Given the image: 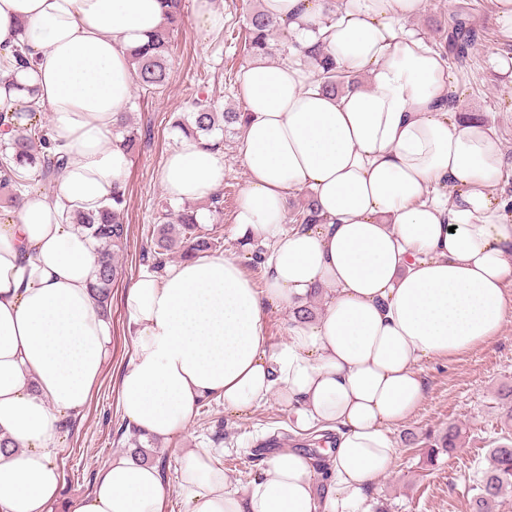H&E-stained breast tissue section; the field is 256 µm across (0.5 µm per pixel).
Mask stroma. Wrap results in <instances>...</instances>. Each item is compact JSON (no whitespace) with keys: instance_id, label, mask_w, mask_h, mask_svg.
Listing matches in <instances>:
<instances>
[{"instance_id":"stroma-1","label":"stroma","mask_w":512,"mask_h":512,"mask_svg":"<svg viewBox=\"0 0 512 512\" xmlns=\"http://www.w3.org/2000/svg\"><path fill=\"white\" fill-rule=\"evenodd\" d=\"M224 15V29L207 32L194 15V0H182L183 22L171 37L169 80L155 94L134 89L128 115L137 133L126 181L124 221L128 241L121 255L123 276L112 287V347L103 373L81 415L66 419L57 464L62 473L60 501L85 495L113 454L132 448L133 428L118 408V379L133 346L127 330L123 294L141 267L151 265L149 247L160 216L172 206L160 184V171L169 152L181 138L174 128L177 116L190 111L194 99L211 97L219 109H245L240 94L244 70L253 59L249 49L247 17L260 0H214ZM495 0H426L423 11L407 24L432 47L443 43L457 19L466 18L478 38L463 65H451L455 95L462 112L479 115L502 141L507 178L501 182L512 196V79L500 74L494 59L512 54V32L494 21ZM241 132H214L224 154V212L220 232L223 251L242 262L246 273L262 283L263 270L255 256L258 246L247 245L234 233V215L247 176L239 159ZM427 393L415 414L393 427L398 456L370 494V507L384 512H471L473 475L486 467L492 440L503 436L501 396L512 390V315L502 334L488 345L452 359L423 362ZM464 426L459 447L428 463L426 453L435 447L449 424ZM282 434L281 449H295L322 461L324 440L295 430L276 399L246 414L226 412L215 401L203 402L186 434L176 440L156 441L152 461L160 465L170 487L167 512H187L176 492L177 466L192 448L216 452L224 474L237 487H247L268 457L266 444Z\"/></svg>"}]
</instances>
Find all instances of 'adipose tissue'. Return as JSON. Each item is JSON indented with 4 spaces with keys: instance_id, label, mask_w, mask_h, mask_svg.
<instances>
[{
    "instance_id": "adipose-tissue-1",
    "label": "adipose tissue",
    "mask_w": 512,
    "mask_h": 512,
    "mask_svg": "<svg viewBox=\"0 0 512 512\" xmlns=\"http://www.w3.org/2000/svg\"><path fill=\"white\" fill-rule=\"evenodd\" d=\"M425 0H262L295 41L294 57L244 71L240 161L248 181L236 233L262 245L264 285L238 258L201 254L140 268L124 296L133 338L119 406L146 437H182L200 402L245 414L276 397L304 432H334L324 491L310 456L270 455L247 488L205 450L179 461L187 512H369L372 484L398 453L391 428L425 395L422 362L500 336L512 309V199L500 189L503 144L455 118L446 58L406 23ZM164 22L162 0H0V46L29 64L0 70V111L39 107L67 163L51 193L23 190L0 215V512H165L158 466L114 454L93 489L59 503L64 420L102 374L112 323L92 290L97 244L65 214L95 212L124 189L127 151L113 133L135 80L132 49ZM363 73L332 95L310 51ZM161 183L171 202L210 199L224 156L182 138ZM317 224L288 225L294 191ZM323 310L268 343L269 309Z\"/></svg>"
}]
</instances>
